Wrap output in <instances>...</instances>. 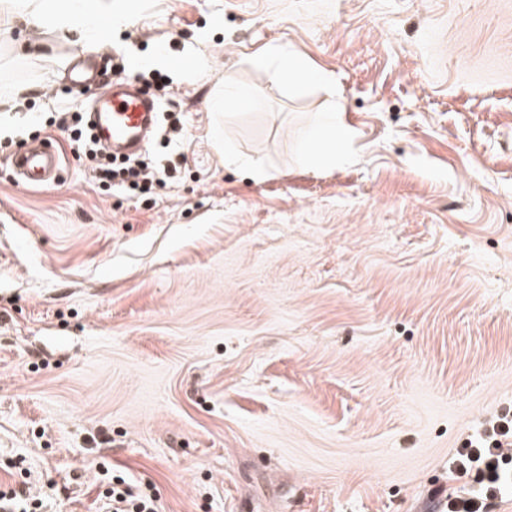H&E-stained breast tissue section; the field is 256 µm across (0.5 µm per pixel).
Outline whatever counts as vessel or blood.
Instances as JSON below:
<instances>
[{
    "label": "vessel or blood",
    "instance_id": "b4317fda",
    "mask_svg": "<svg viewBox=\"0 0 512 512\" xmlns=\"http://www.w3.org/2000/svg\"><path fill=\"white\" fill-rule=\"evenodd\" d=\"M157 114L149 93L131 78L119 75L93 100L89 125L101 141L118 146L121 154L133 155L154 130ZM12 164L25 186L39 188L57 178L62 159L49 139L43 138L17 152Z\"/></svg>",
    "mask_w": 512,
    "mask_h": 512
}]
</instances>
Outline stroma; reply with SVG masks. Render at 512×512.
<instances>
[{"label":"stroma","instance_id":"35a3bbf8","mask_svg":"<svg viewBox=\"0 0 512 512\" xmlns=\"http://www.w3.org/2000/svg\"><path fill=\"white\" fill-rule=\"evenodd\" d=\"M72 51L0 39V491L101 512L110 474L164 512H434L512 406V0H127ZM280 46L332 74L291 86ZM170 78L154 194L103 191L61 112L74 61ZM257 108L215 109L225 89ZM336 113L346 163L307 165ZM50 138L59 180L11 159ZM260 165H229L225 148ZM336 134L341 135L342 137H347L349 135V131L339 123V121H336L335 113L322 112L314 122L306 141V148L312 150L314 144L321 146L324 140L336 137Z\"/></svg>","mask_w":512,"mask_h":512}]
</instances>
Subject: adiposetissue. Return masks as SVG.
<instances>
[{"label":"adipose tissue","instance_id":"1","mask_svg":"<svg viewBox=\"0 0 512 512\" xmlns=\"http://www.w3.org/2000/svg\"><path fill=\"white\" fill-rule=\"evenodd\" d=\"M123 18V12L114 10L112 0H0V25L5 29L22 24L34 35L48 34L70 46L101 39ZM262 61L289 82L329 81L327 74L303 55L281 47L269 50Z\"/></svg>","mask_w":512,"mask_h":512}]
</instances>
